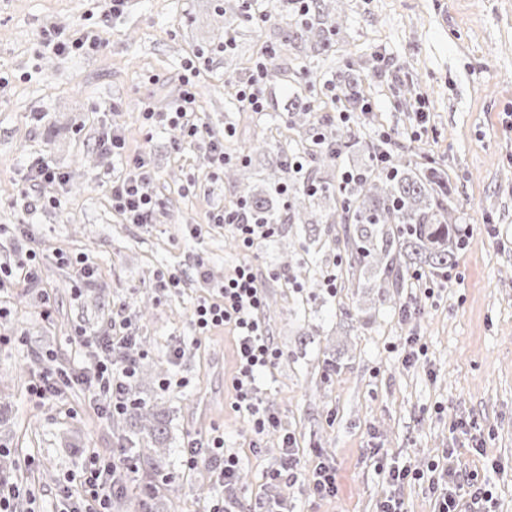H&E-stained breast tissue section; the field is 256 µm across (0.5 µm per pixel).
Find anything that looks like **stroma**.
Instances as JSON below:
<instances>
[{"label":"stroma","mask_w":512,"mask_h":512,"mask_svg":"<svg viewBox=\"0 0 512 512\" xmlns=\"http://www.w3.org/2000/svg\"><path fill=\"white\" fill-rule=\"evenodd\" d=\"M243 0H127L104 18L102 0H0V226L34 224L33 239L0 236V263L33 248L41 277L54 290L50 319L39 301L17 292L10 303L21 341L0 343V435L25 471L42 512H54L61 485L91 452L111 456L119 436L101 421L83 387L43 401L31 391L45 353L73 363L82 356L77 327L124 318L141 338V396L161 401L169 417L171 471L178 488L168 512H202L197 494L221 495L203 467L190 470L183 450L194 438L224 434L240 457L237 496L255 505L282 437L262 435L260 454L244 446L250 423L233 406L235 339L230 329L194 335L191 308L205 284H221L239 259L230 228L209 224L216 208L285 182L276 153L249 151L290 120L288 101L302 92L323 111L335 106L326 86L359 85L373 109L347 123L361 144L332 170L370 163L363 146L385 143L392 156L444 170L455 190V219L464 244L442 273H424L400 303H380L371 274L337 262L342 225H326L328 247L310 257L299 225H282L259 241L250 259L266 285L264 316L283 355L261 382L263 396L295 431L307 458L328 460L338 493L319 499L306 481L288 493L290 512H378L390 490L381 466L424 470L453 450L458 468L485 480L481 512H512V0H346L347 20L328 47L313 54L289 42L280 14L262 25L243 20ZM99 32L101 51L58 56L41 46L43 30ZM232 38V50L217 52ZM289 82L267 83V112L243 111L235 80L247 76L264 47ZM206 53L195 79L197 111L214 134L233 129L227 152L242 166L214 176L205 144L174 151L169 132L144 126V107L170 111L185 66ZM425 108L426 119L416 115ZM118 127L130 151L149 157L147 187L162 206L151 224H128L112 209L108 185L118 160L98 144L102 124ZM60 168L64 188H45L55 204L30 211L19 195L21 170L40 162ZM196 233H189V225ZM84 255L96 282L72 293L73 269L57 253ZM207 262V283L192 276ZM188 276L181 290L158 297L165 269ZM336 273V292L312 289L309 270ZM304 287L288 288V281ZM185 351L177 361L169 351ZM170 389H162L163 380ZM406 512H434L425 484L394 490Z\"/></svg>","instance_id":"obj_1"}]
</instances>
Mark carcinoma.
<instances>
[{"label":"carcinoma","mask_w":512,"mask_h":512,"mask_svg":"<svg viewBox=\"0 0 512 512\" xmlns=\"http://www.w3.org/2000/svg\"><path fill=\"white\" fill-rule=\"evenodd\" d=\"M315 14L309 21L292 27L289 38L316 50L327 40L326 34L343 26L345 15L330 0H316ZM316 125L312 124L298 138L271 136L279 144L280 158L288 157V146L306 154L312 167L319 170L335 161L322 145L315 143ZM396 174L387 175L374 165L357 168L364 174L356 183L339 190L342 202L326 212L317 211L321 202L333 198L332 183L324 178L322 189L312 194L302 188L294 190L287 215L276 209L272 200L254 196L250 204L254 213L279 224H351L353 233L335 239L339 258L350 268L366 267L373 271L384 303L408 287L410 271L428 269L434 273L448 267L454 257V245L460 244L459 230L451 205V187L445 172L436 167H413L393 160ZM135 403L112 417L113 427L133 445L131 451L138 466L134 467L137 512H164L171 484L162 489L156 478L167 468L170 449L166 445L168 427L157 405L139 396L133 386Z\"/></svg>","instance_id":"carcinoma-1"}]
</instances>
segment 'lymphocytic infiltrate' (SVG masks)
<instances>
[{"instance_id": "lymphocytic-infiltrate-1", "label": "lymphocytic infiltrate", "mask_w": 512, "mask_h": 512, "mask_svg": "<svg viewBox=\"0 0 512 512\" xmlns=\"http://www.w3.org/2000/svg\"><path fill=\"white\" fill-rule=\"evenodd\" d=\"M195 94L190 78H183L179 102L169 112L144 109L140 118L143 124L163 127L173 131V147L182 150L198 141L206 142L214 172H222L235 163V156L224 149L222 137L212 134L195 116ZM99 145L102 151L119 158L123 163L121 173L113 175L109 185L112 207L126 223L151 224L161 208L160 200L147 190L152 173L144 153L128 152L125 139L118 130H103ZM64 173L50 164L43 163L28 169L22 179L20 194L28 207L38 209L47 203L41 190L46 186H63ZM209 221L214 226L231 227L241 250H250L258 241L272 237L277 225L256 220L246 199H239L234 207L212 212ZM39 257L35 251H26L15 264H0V300L11 293L17 284L38 291L40 315L50 318L53 310L52 289L41 286ZM264 291L253 268L248 263L235 266L222 285L208 289L199 297L192 313L191 324L195 331L206 333L225 326L231 327L236 336V369L231 386L234 406L251 417L257 434L278 430L279 417L262 396L259 386L261 374L281 357L262 317ZM76 336L87 348V364L69 372L46 368L33 387L41 399L56 395L61 386L71 383L85 385L95 390L96 406L102 418L123 412L131 404V388L136 374V362L126 357V349L134 346L137 336L123 320H112L106 333L79 328ZM188 469L205 465L221 485L223 493L212 499L207 512H240L235 497L240 477V459L237 454L224 449V436L214 433L192 440L184 450ZM121 462L116 458L91 456L82 471L78 487L64 486L60 512H111V499L121 487ZM384 476L391 486L409 481L428 480L429 490L436 496L437 512H463L458 497L461 486H468L472 504L486 500L487 490L475 482L472 475L462 473L454 464L452 455H445L438 476L426 477L424 472L406 466L385 468ZM307 478L319 499L336 496L338 486L334 470L325 462L306 465L297 446L294 433H285L279 457L265 474L267 486L274 495L268 496L267 512H288L286 488L300 478Z\"/></svg>"}]
</instances>
